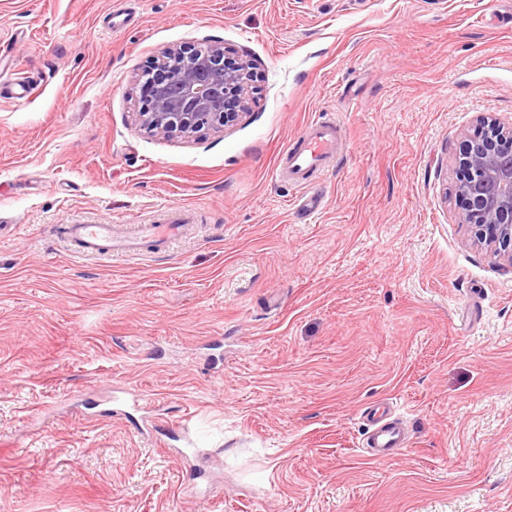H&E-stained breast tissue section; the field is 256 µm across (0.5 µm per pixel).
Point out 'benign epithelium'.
<instances>
[{
  "label": "benign epithelium",
  "mask_w": 512,
  "mask_h": 512,
  "mask_svg": "<svg viewBox=\"0 0 512 512\" xmlns=\"http://www.w3.org/2000/svg\"><path fill=\"white\" fill-rule=\"evenodd\" d=\"M250 61L219 44L165 49L139 80L140 126L163 139L222 133L245 115ZM459 154L460 222L500 248L512 266V124L493 117Z\"/></svg>",
  "instance_id": "obj_1"
}]
</instances>
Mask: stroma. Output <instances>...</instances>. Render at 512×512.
<instances>
[{
  "instance_id": "obj_1",
  "label": "stroma",
  "mask_w": 512,
  "mask_h": 512,
  "mask_svg": "<svg viewBox=\"0 0 512 512\" xmlns=\"http://www.w3.org/2000/svg\"><path fill=\"white\" fill-rule=\"evenodd\" d=\"M204 42L250 114L141 129L142 72ZM318 112L348 149L305 217L275 165ZM485 115L512 0H0V512H512V266L456 195ZM170 210L156 254L62 230ZM371 429L365 440V448L369 449L375 459H386L391 455L393 448H399L405 440L402 429L393 422H383L375 418L370 421Z\"/></svg>"
}]
</instances>
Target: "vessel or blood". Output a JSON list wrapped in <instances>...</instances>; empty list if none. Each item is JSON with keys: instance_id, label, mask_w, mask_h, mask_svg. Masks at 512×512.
<instances>
[{"instance_id": "1", "label": "vessel or blood", "mask_w": 512, "mask_h": 512, "mask_svg": "<svg viewBox=\"0 0 512 512\" xmlns=\"http://www.w3.org/2000/svg\"><path fill=\"white\" fill-rule=\"evenodd\" d=\"M345 150V138L335 118L321 114L309 122L296 141L279 156L276 174L307 189L313 176L330 167ZM187 227L182 213L169 212L163 223L143 225L137 235L120 234L112 224H70L66 234L78 251L86 256L101 257L114 253L139 254L143 249H163L182 238ZM365 446L372 457L389 458L393 448L403 442L398 424L378 418L371 419Z\"/></svg>"}]
</instances>
